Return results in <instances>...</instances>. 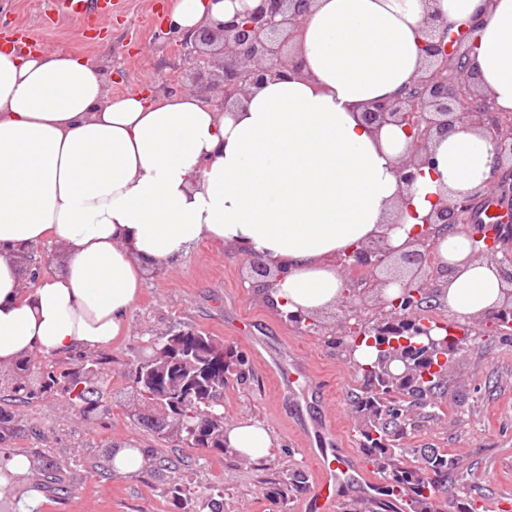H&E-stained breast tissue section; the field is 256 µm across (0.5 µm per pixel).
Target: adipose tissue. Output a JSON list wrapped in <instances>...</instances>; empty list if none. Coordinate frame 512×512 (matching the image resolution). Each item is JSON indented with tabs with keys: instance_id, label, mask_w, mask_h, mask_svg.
<instances>
[{
	"instance_id": "adipose-tissue-1",
	"label": "adipose tissue",
	"mask_w": 512,
	"mask_h": 512,
	"mask_svg": "<svg viewBox=\"0 0 512 512\" xmlns=\"http://www.w3.org/2000/svg\"><path fill=\"white\" fill-rule=\"evenodd\" d=\"M232 8L172 0L166 20L191 34ZM432 10L473 26L468 68L512 112V0H313L296 37L300 74L253 88L232 112L189 89L113 95L79 52L0 50V368L128 332L147 272L204 240L277 273L261 293L273 311L329 312L345 297L338 255L381 238L407 250L438 198L481 193L494 153L473 125L436 139L434 165L403 189L411 137L361 118L420 73ZM433 235L451 316L470 323L512 296L469 232ZM47 240L59 268L29 282L21 253ZM224 444L251 460L275 446L252 419L225 426Z\"/></svg>"
}]
</instances>
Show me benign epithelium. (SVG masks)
<instances>
[{"label": "benign epithelium", "mask_w": 512, "mask_h": 512, "mask_svg": "<svg viewBox=\"0 0 512 512\" xmlns=\"http://www.w3.org/2000/svg\"><path fill=\"white\" fill-rule=\"evenodd\" d=\"M241 8L212 26H206L192 36L179 35V46L188 62L199 70L215 64V52L209 46L224 40L221 74L212 83L208 100L228 112L239 106L251 88L267 81L280 80L300 70L298 57L290 50L301 20L309 10L311 0H256L253 6L238 0ZM422 51L425 65L418 78L397 98L377 101L364 110L366 124L378 130L386 124L406 126L413 136L414 149L409 159L397 169L399 184L409 186L416 178V171L431 162L430 144L456 127L470 120L489 138L493 146L496 167L505 169V175L490 179L484 194L495 196L507 207H512V115L499 111L479 88L473 74L468 71L465 59L454 51L457 34L431 12L425 22ZM474 200L463 198L445 202L434 210L428 224H446L454 229L469 223ZM475 254L489 257L498 263L503 276L512 283V248L498 247L493 234H471ZM433 244L428 233L414 241V248L398 255V260L416 268L423 278L405 279L400 275L402 289L419 299L438 288L440 278L434 265ZM393 260V250L385 241H377L336 257V266L344 273L353 288H360V295L378 290L386 280L376 272ZM249 268L265 288L270 271L257 255L247 259ZM341 315L336 323L339 334L347 335L356 326L367 325L361 311L367 309L366 301L353 307L349 301L338 305Z\"/></svg>", "instance_id": "benign-epithelium-1"}]
</instances>
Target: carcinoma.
<instances>
[{
    "label": "carcinoma",
    "mask_w": 512,
    "mask_h": 512,
    "mask_svg": "<svg viewBox=\"0 0 512 512\" xmlns=\"http://www.w3.org/2000/svg\"><path fill=\"white\" fill-rule=\"evenodd\" d=\"M433 308L428 296L414 301L408 311L413 326L419 327L425 321L431 330L438 329L439 325L427 315ZM181 333L175 349L169 346L167 336H152L146 341V357L155 350L170 351L171 360L163 372L165 379L179 381L206 397L224 388L232 377L240 381L245 378L248 360L242 353L224 349L223 342L193 328L183 329ZM481 335V324L475 323L461 338L444 335L448 345L433 349L417 346L420 337L409 332L381 331L363 337L362 345L372 342L376 358L367 366L356 365L361 389L353 398L355 432L360 449L384 481L382 496L386 500H377L379 507L408 496L419 505V512H428L433 498L448 494V475L455 473L458 462L443 448L410 447L417 425L405 413V407L410 400L434 407L438 400L447 397L452 356L476 346ZM111 364L107 354L96 352L89 369L77 361L38 376L31 371L32 358H23L0 370V390L22 403L59 394L86 420L92 421L104 411L99 368ZM128 377L129 418L161 439L167 437L168 423L176 418L182 428L177 441L189 448L228 451L224 447V405L211 407L202 402L185 408L176 402L160 405L157 371L141 360L129 370ZM17 425L16 411L1 405L0 445L13 437ZM155 476L165 482L182 512H216L213 500L189 497L167 464L158 462ZM305 484L306 475L293 472L288 482L273 489V494L285 497L291 491L303 489Z\"/></svg>",
    "instance_id": "1"
}]
</instances>
